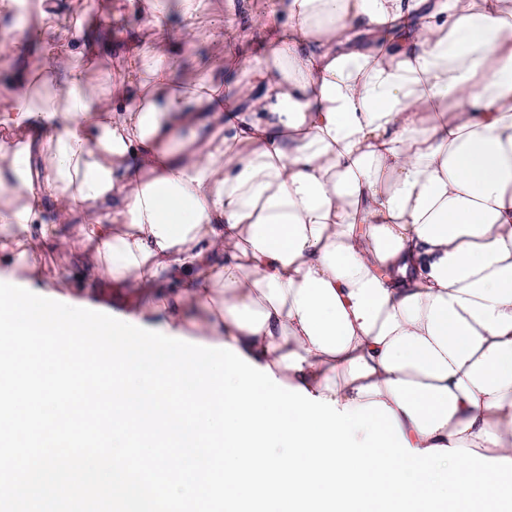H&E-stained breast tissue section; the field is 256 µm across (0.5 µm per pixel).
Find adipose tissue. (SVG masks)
I'll use <instances>...</instances> for the list:
<instances>
[{
  "mask_svg": "<svg viewBox=\"0 0 512 512\" xmlns=\"http://www.w3.org/2000/svg\"><path fill=\"white\" fill-rule=\"evenodd\" d=\"M227 8L271 39L226 94L145 49L101 96L83 52L26 61L0 128L40 133L0 143V261L35 282L80 242L169 339L512 458V0Z\"/></svg>",
  "mask_w": 512,
  "mask_h": 512,
  "instance_id": "obj_1",
  "label": "adipose tissue"
}]
</instances>
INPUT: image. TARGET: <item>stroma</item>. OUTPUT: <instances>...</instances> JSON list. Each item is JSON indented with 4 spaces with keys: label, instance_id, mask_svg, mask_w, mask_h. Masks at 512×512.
<instances>
[{
    "label": "stroma",
    "instance_id": "stroma-1",
    "mask_svg": "<svg viewBox=\"0 0 512 512\" xmlns=\"http://www.w3.org/2000/svg\"><path fill=\"white\" fill-rule=\"evenodd\" d=\"M143 0H55L59 12L68 18V25L44 31L21 46H0V111L12 107L13 100L6 92L7 85L18 68L19 55L44 56L59 45L79 50L84 39L99 45H113L112 53L94 57L86 71L91 85H98L103 77H117L124 65L119 51L129 45L132 37L154 36L156 28H163L164 49L179 59L177 76L187 79L197 73H210L214 82L229 84L237 59L242 54L263 50L267 40L262 32L252 31L248 36L226 41L224 31L239 28L243 18L229 12L226 0H198L196 22L210 30L212 39L189 44L181 42L179 34L183 19L178 12H170L159 25H151L142 5Z\"/></svg>",
    "mask_w": 512,
    "mask_h": 512
}]
</instances>
